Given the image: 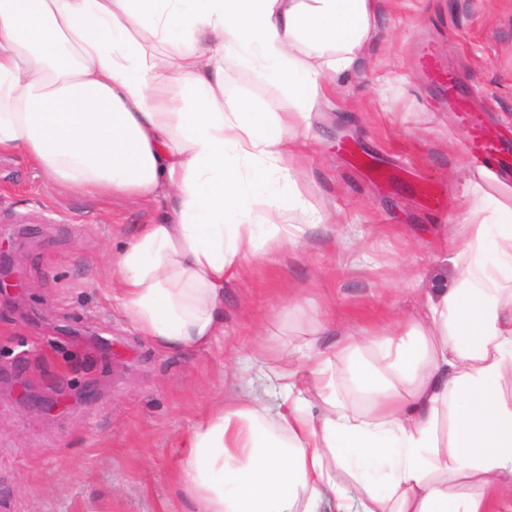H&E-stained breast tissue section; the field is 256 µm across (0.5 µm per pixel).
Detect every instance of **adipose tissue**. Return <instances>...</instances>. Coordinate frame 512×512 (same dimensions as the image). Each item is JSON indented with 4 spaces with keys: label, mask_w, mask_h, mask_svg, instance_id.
I'll use <instances>...</instances> for the list:
<instances>
[{
    "label": "adipose tissue",
    "mask_w": 512,
    "mask_h": 512,
    "mask_svg": "<svg viewBox=\"0 0 512 512\" xmlns=\"http://www.w3.org/2000/svg\"><path fill=\"white\" fill-rule=\"evenodd\" d=\"M375 0H0V155L59 188L164 198L118 255L124 318L161 348L224 332V283L265 244L320 224L290 179L289 131L318 111L326 76L351 70ZM164 51H157V44ZM241 60L295 100L231 99ZM465 287L426 297L412 333L310 345L292 360L257 343L265 416L230 394L182 442L177 479L195 512H320L337 469L357 512H512V224L459 227ZM348 361L365 410L340 398Z\"/></svg>",
    "instance_id": "ef3b65f1"
}]
</instances>
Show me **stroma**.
I'll use <instances>...</instances> for the list:
<instances>
[{
	"label": "stroma",
	"instance_id": "stroma-1",
	"mask_svg": "<svg viewBox=\"0 0 512 512\" xmlns=\"http://www.w3.org/2000/svg\"><path fill=\"white\" fill-rule=\"evenodd\" d=\"M427 49L463 78L465 112L422 71ZM224 83L263 111L293 109L247 64ZM472 125L512 135V0H376L356 68L291 132L311 144L292 174L323 223L227 282L223 336L178 354L112 292L116 255L163 202L61 191L24 155H0V241L20 274L0 293V512H192L181 437L247 384L257 337L292 353L325 344L328 314L378 334L393 316L414 323L419 295L462 286L457 224H499L512 207V178L469 149Z\"/></svg>",
	"mask_w": 512,
	"mask_h": 512
}]
</instances>
